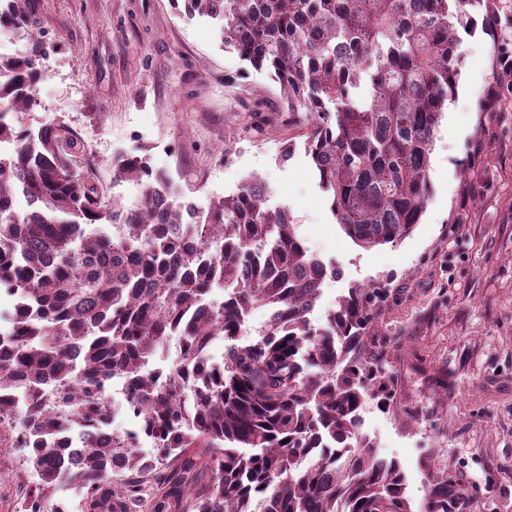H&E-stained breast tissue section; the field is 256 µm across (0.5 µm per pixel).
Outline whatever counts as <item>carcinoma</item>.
<instances>
[{
    "mask_svg": "<svg viewBox=\"0 0 512 512\" xmlns=\"http://www.w3.org/2000/svg\"><path fill=\"white\" fill-rule=\"evenodd\" d=\"M479 0H184L185 13L220 25L224 48L278 81L308 129L304 153L344 233L365 249L397 244L420 223L431 152L456 86L458 28ZM41 33L30 0H9L0 26ZM40 63L0 60V292L17 299L0 329V419L19 412L27 467L39 482L24 512L66 484L87 512H133L146 481L151 512H413L395 459L360 430L392 386L375 335V285L355 286L325 325L309 314L340 271L310 251L286 205H267L257 177L199 209L170 199V176L134 152L112 161V182L141 186L138 205L108 199L82 138L22 122L36 105ZM22 194L28 207L11 202ZM121 233H91L96 224ZM231 288L224 304L207 296ZM267 320L248 338L251 313ZM179 360L143 368L169 337ZM227 342L222 361L209 347ZM126 386L134 428L107 434L112 378ZM80 432L84 450L69 453ZM156 448L145 457L140 439ZM204 449L211 477L196 486ZM119 462L121 482L112 484ZM425 512H448V487Z\"/></svg>",
    "mask_w": 512,
    "mask_h": 512,
    "instance_id": "cac0c4a2",
    "label": "carcinoma"
}]
</instances>
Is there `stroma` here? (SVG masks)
<instances>
[{
    "label": "stroma",
    "mask_w": 512,
    "mask_h": 512,
    "mask_svg": "<svg viewBox=\"0 0 512 512\" xmlns=\"http://www.w3.org/2000/svg\"><path fill=\"white\" fill-rule=\"evenodd\" d=\"M55 80L26 116L82 137L108 197L141 189L112 180V158L142 150L198 206L259 176L269 206H288L304 244L341 272L313 314L376 284V343L393 381V409L366 405L363 430L398 459L413 512L448 485V512H512V0H479L460 31L458 86L431 153L432 193L396 245L356 246L334 223L278 84L225 50L216 25L173 0H31ZM295 144L289 160L282 148ZM0 424V512H20L34 486Z\"/></svg>",
    "instance_id": "1"
}]
</instances>
